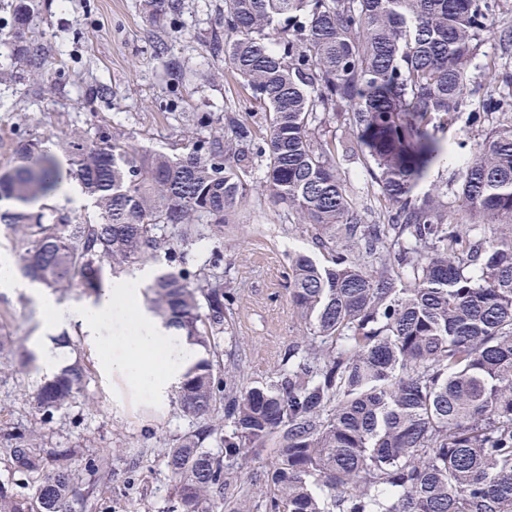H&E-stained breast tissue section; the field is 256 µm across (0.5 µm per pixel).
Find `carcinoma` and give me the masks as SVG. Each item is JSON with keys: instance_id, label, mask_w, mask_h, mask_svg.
<instances>
[{"instance_id": "carcinoma-1", "label": "carcinoma", "mask_w": 512, "mask_h": 512, "mask_svg": "<svg viewBox=\"0 0 512 512\" xmlns=\"http://www.w3.org/2000/svg\"><path fill=\"white\" fill-rule=\"evenodd\" d=\"M155 21L180 0H144ZM44 0H0V44L34 75L29 37ZM495 25V0H224L231 73L264 112L258 135L238 112L177 154L128 134L75 132L63 148L98 220L74 223L31 205L60 175L40 139L0 170V223L19 235L17 269L49 289L95 295L105 269L165 250L152 308L200 346L229 329L233 296L216 255L187 267L191 242L224 237L249 200L247 174L311 229L324 261L293 251L290 301L307 336L272 379L220 376L208 360L183 376L178 401L196 427L169 449V512H213L231 471L274 445L269 512H512V121L491 129L462 167L465 217L448 223L440 193H414L447 155L434 123L458 114L468 68ZM352 125L388 211L363 223L340 148L320 141L318 113ZM76 361L42 382L34 407L65 408L83 386ZM223 410L227 430L210 419ZM9 462L33 492L0 484V512H76L74 491L105 481L74 449L4 433Z\"/></svg>"}]
</instances>
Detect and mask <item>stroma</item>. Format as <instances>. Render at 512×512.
<instances>
[{"label": "stroma", "instance_id": "obj_1", "mask_svg": "<svg viewBox=\"0 0 512 512\" xmlns=\"http://www.w3.org/2000/svg\"><path fill=\"white\" fill-rule=\"evenodd\" d=\"M178 15L155 24L142 0H46L36 22V45L45 47L41 79H34L0 46V70L11 73L0 84V167L18 143L46 135L60 140L73 130L104 127L131 132L139 146L181 152L189 136L200 134L198 116H209L206 129L224 125L227 111L246 113L255 128L264 114L250 108L246 93L227 70L222 45L224 0H181ZM512 29V0H499L496 24L469 69L468 92L455 123L438 133L448 146L447 161L430 168L417 191L439 187L448 194V220L457 222L462 163L484 134L512 121V85L490 86L492 71L512 72V47L500 35ZM503 108L487 109L488 96ZM321 139L349 145L338 163L350 183L358 210L368 222L382 215L386 203L367 164L354 150L352 127L326 114L317 129ZM301 250L318 256L311 232L285 205L254 191L224 228V237L194 245L189 262L202 266L213 253L223 256L224 287L231 290V324L220 340L221 364L237 363L247 380H268L278 372L288 347L301 341L303 324L290 305L288 254ZM38 329L36 310L24 295L0 292V336L29 348ZM67 360L82 359L89 368L83 389L53 416L39 414L32 399L41 383L39 367H25L16 357L0 356V428L36 430L45 448H78L104 459L108 477L102 493L79 485L80 512H167L172 485L163 464L168 448L193 429L177 406V389L165 404L153 403L120 383L103 378L78 334H70ZM273 456H248L238 469L232 491L249 492L250 512H267L266 473Z\"/></svg>", "mask_w": 512, "mask_h": 512}]
</instances>
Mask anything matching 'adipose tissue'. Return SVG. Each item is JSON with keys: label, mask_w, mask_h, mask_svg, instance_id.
<instances>
[{"label": "adipose tissue", "mask_w": 512, "mask_h": 512, "mask_svg": "<svg viewBox=\"0 0 512 512\" xmlns=\"http://www.w3.org/2000/svg\"><path fill=\"white\" fill-rule=\"evenodd\" d=\"M148 271L113 277L89 300L59 301L36 284L18 279L12 260L0 253V291L24 294L40 314L41 324L31 347L42 373L58 372L61 348L56 337L75 328L91 347L99 369L126 382L154 400L181 380L196 352L186 337L158 318L144 303Z\"/></svg>", "instance_id": "1"}]
</instances>
